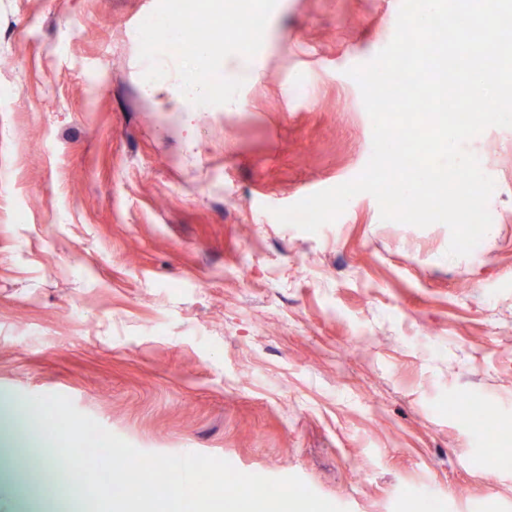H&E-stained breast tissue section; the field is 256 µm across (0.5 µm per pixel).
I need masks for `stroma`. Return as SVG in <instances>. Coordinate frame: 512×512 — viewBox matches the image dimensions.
Instances as JSON below:
<instances>
[{"label": "stroma", "instance_id": "stroma-1", "mask_svg": "<svg viewBox=\"0 0 512 512\" xmlns=\"http://www.w3.org/2000/svg\"><path fill=\"white\" fill-rule=\"evenodd\" d=\"M163 3L0 0V396L65 395L141 451L295 475L344 512H512V128L466 144L495 181L479 253L368 193L318 232L280 223L368 163L347 71L401 0H261L254 36L209 44L251 42L244 110L191 114L142 90ZM11 497L93 512L79 482Z\"/></svg>", "mask_w": 512, "mask_h": 512}]
</instances>
